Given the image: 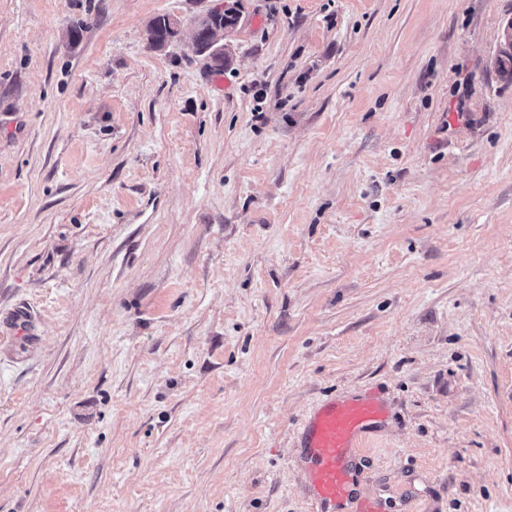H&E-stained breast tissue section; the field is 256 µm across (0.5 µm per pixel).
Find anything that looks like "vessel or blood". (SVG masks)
<instances>
[{
  "instance_id": "b4317fda",
  "label": "vessel or blood",
  "mask_w": 512,
  "mask_h": 512,
  "mask_svg": "<svg viewBox=\"0 0 512 512\" xmlns=\"http://www.w3.org/2000/svg\"><path fill=\"white\" fill-rule=\"evenodd\" d=\"M383 415L381 403L370 397L334 399L317 410L304 430L303 448L318 501L334 505L350 501L352 452Z\"/></svg>"
}]
</instances>
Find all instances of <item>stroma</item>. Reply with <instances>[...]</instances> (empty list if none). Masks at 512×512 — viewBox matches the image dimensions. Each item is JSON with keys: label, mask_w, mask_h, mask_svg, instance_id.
Returning a JSON list of instances; mask_svg holds the SVG:
<instances>
[{"label": "stroma", "mask_w": 512, "mask_h": 512, "mask_svg": "<svg viewBox=\"0 0 512 512\" xmlns=\"http://www.w3.org/2000/svg\"><path fill=\"white\" fill-rule=\"evenodd\" d=\"M222 2L0 0V512H512V0ZM178 34L173 20L168 16L156 17L147 29V39L154 47H162L167 41H172ZM233 23H234L233 17H229L227 15H222V16L209 15V17H207L206 19H203L201 22H199L197 24V28L195 31V40H196L197 44L201 48H206L209 44V39L212 36L215 29L224 28V26H229V25H232ZM236 23H237V21H236ZM235 26L226 27L220 31H217L213 37L210 47H215L216 51H218V52H224V43L223 42L221 43V41L224 40V32H226L229 29H233ZM196 42L194 41L195 49L197 47ZM383 415L381 403L370 397L334 399L317 410L304 430L302 448L311 464L310 478L318 501L335 507L350 501L352 451Z\"/></svg>", "instance_id": "stroma-1"}]
</instances>
